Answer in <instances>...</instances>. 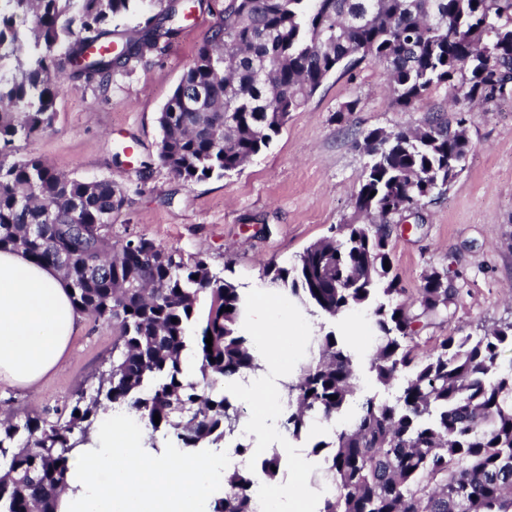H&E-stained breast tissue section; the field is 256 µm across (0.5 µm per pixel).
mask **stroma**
Returning <instances> with one entry per match:
<instances>
[{"label": "stroma", "instance_id": "1", "mask_svg": "<svg viewBox=\"0 0 512 512\" xmlns=\"http://www.w3.org/2000/svg\"><path fill=\"white\" fill-rule=\"evenodd\" d=\"M184 7L178 35L116 73L108 88L65 78L52 124L17 141L18 157H42L80 179L111 180L124 195L113 241L142 236L184 256H202L245 287L261 283L268 262L291 265L331 226L366 223L353 200L368 161L358 146L364 131L414 128L441 110L449 120H466L465 168L423 200L422 224L404 214L392 217L393 268L406 298L417 297L433 268L445 271L458 291L448 320L420 329L421 337L479 334L512 320V100L474 104L461 90L439 85L416 108L403 110L382 66L366 58L331 76L238 172L187 185L158 158L157 117L217 15L197 0H185ZM310 321L314 333L332 331L354 345L357 398L384 395L371 370L370 309L334 318L315 314ZM114 334L111 323L85 316L64 364L39 393L1 384L0 402L22 413L39 411L62 404L77 388L92 389Z\"/></svg>", "mask_w": 512, "mask_h": 512}]
</instances>
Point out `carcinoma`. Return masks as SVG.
<instances>
[{"instance_id":"carcinoma-1","label":"carcinoma","mask_w":512,"mask_h":512,"mask_svg":"<svg viewBox=\"0 0 512 512\" xmlns=\"http://www.w3.org/2000/svg\"><path fill=\"white\" fill-rule=\"evenodd\" d=\"M145 1L157 9L137 37L112 40V21ZM175 0H0V250L22 249L67 279L75 307L116 332L93 390L26 415L0 412V512H57L72 452L91 441L106 405L135 410L171 448L216 445L243 409L224 380L259 368L241 334L237 285L201 256L137 237L112 241L124 195L108 179L57 172L37 156L14 158L15 143L48 126L65 71L105 86L112 73L180 31ZM367 57L384 69L394 103L415 107L427 91L460 80L471 101L512 97V0H227L158 116V157L185 184L221 178L269 145L326 78ZM465 119L433 116L416 129L362 134L367 174L354 195L377 224H338L291 267L269 262L262 276L311 314L372 310L371 368L392 399L369 397L329 445L332 491L318 512H512V321L480 336H445L420 352L418 327L448 318L455 290L431 270L415 302L393 270L391 225L418 216L423 198L463 169ZM210 306L190 335L200 295ZM231 311L225 312L223 308ZM177 322H172V319ZM213 336L212 351L206 338ZM285 384L281 415L297 437L352 402L356 357L335 332ZM201 379L185 380L188 348ZM337 399L331 400L329 396ZM160 424H155L154 414ZM251 475H224L212 512H256Z\"/></svg>"}]
</instances>
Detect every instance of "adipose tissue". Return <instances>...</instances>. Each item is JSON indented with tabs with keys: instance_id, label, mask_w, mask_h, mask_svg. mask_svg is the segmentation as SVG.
<instances>
[{
	"instance_id": "adipose-tissue-1",
	"label": "adipose tissue",
	"mask_w": 512,
	"mask_h": 512,
	"mask_svg": "<svg viewBox=\"0 0 512 512\" xmlns=\"http://www.w3.org/2000/svg\"><path fill=\"white\" fill-rule=\"evenodd\" d=\"M82 320L62 274L0 250V384L36 388L60 366ZM129 409L100 413L95 449H75L59 512H211L224 489V452L145 447Z\"/></svg>"
}]
</instances>
